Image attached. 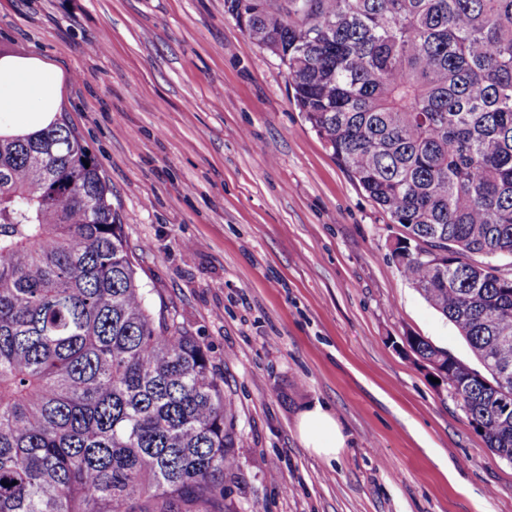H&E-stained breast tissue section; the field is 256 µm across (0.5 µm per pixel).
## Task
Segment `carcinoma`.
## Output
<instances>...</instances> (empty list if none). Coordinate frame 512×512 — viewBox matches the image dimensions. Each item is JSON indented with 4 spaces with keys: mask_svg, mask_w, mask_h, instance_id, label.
Instances as JSON below:
<instances>
[{
    "mask_svg": "<svg viewBox=\"0 0 512 512\" xmlns=\"http://www.w3.org/2000/svg\"><path fill=\"white\" fill-rule=\"evenodd\" d=\"M392 223L420 336L512 462V0H225ZM208 349L147 304L99 164L62 122L0 139V512H226L240 434Z\"/></svg>",
    "mask_w": 512,
    "mask_h": 512,
    "instance_id": "carcinoma-1",
    "label": "carcinoma"
}]
</instances>
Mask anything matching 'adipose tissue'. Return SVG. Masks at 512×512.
<instances>
[{
  "instance_id": "ef3b65f1",
  "label": "adipose tissue",
  "mask_w": 512,
  "mask_h": 512,
  "mask_svg": "<svg viewBox=\"0 0 512 512\" xmlns=\"http://www.w3.org/2000/svg\"><path fill=\"white\" fill-rule=\"evenodd\" d=\"M67 82L64 70L40 54L0 55V137L25 138L53 126ZM298 432L306 448L328 459L346 442L335 416L318 404L301 413Z\"/></svg>"
}]
</instances>
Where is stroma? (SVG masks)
<instances>
[{
  "instance_id": "obj_1",
  "label": "stroma",
  "mask_w": 512,
  "mask_h": 512,
  "mask_svg": "<svg viewBox=\"0 0 512 512\" xmlns=\"http://www.w3.org/2000/svg\"><path fill=\"white\" fill-rule=\"evenodd\" d=\"M69 72L60 112L99 163L146 299L210 351L241 448L230 512H512V464L403 343L464 362L398 272L402 233L295 106L224 0H0V54ZM328 406L336 458L304 448ZM298 432L305 448L328 459L336 458L339 449L344 448L346 442V436L336 417L319 404L300 414Z\"/></svg>"
}]
</instances>
